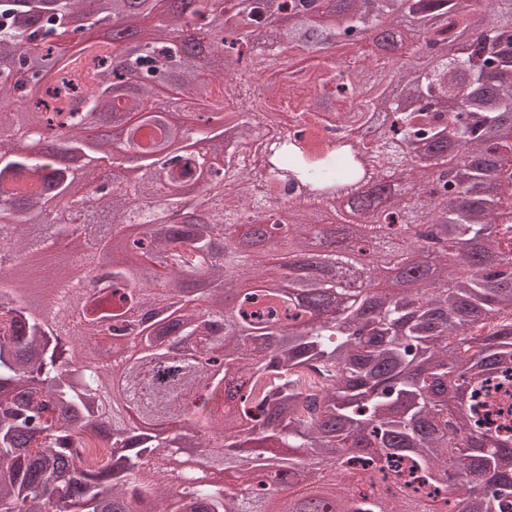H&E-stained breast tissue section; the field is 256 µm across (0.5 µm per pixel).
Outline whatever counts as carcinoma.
I'll return each mask as SVG.
<instances>
[{"label":"carcinoma","instance_id":"carcinoma-1","mask_svg":"<svg viewBox=\"0 0 512 512\" xmlns=\"http://www.w3.org/2000/svg\"><path fill=\"white\" fill-rule=\"evenodd\" d=\"M275 0H0V62L56 71L42 95H18L0 70V142L31 136L26 114L45 135L69 130V149L107 170L108 143L97 123L130 129L141 164L159 179L139 176L99 195L101 222L55 224L31 237L26 224L49 220L45 192L56 189L71 209L84 202L75 179L42 155L0 156V216L15 224L0 238V270L61 239L76 251L80 274L49 281L45 304L32 305L22 285L0 284V512H501L512 498V436L480 424L475 398L490 380L512 373V266L494 265L498 241L489 233L512 206L496 194L506 165L497 139L512 115V3L506 0H285L302 11L282 37L298 46L300 68L255 62L239 47L265 41ZM73 15L92 17L86 38L69 47L60 36ZM121 16V37L141 43L126 64L114 63L99 26ZM385 24L390 45L369 42L348 62L354 80L395 72L400 96H378L348 111L347 85L336 63L306 55L332 41L345 46ZM188 26L194 49L170 45V31ZM477 34L464 51L461 34ZM424 37L446 59L430 72L411 62ZM230 57L236 67L211 95L207 75ZM263 81L272 97L254 100ZM330 116L347 124L364 111L393 114L387 165L401 166L399 144L422 150L423 165L408 187L381 189L369 207L389 225L421 219L444 227L448 243L464 245L471 270L445 289L454 257L429 255L414 287L384 299L366 292L354 261L335 241L322 255L324 275L297 281L288 254L319 237L320 218L336 209V188L361 194L357 169L319 140ZM86 101L89 112L70 109ZM295 103L304 133L283 145L273 164L321 190L303 204L305 219L287 224L271 199L281 184H255L246 148L279 141L272 122ZM237 131L224 139V127ZM214 143L215 168L201 169L196 144ZM464 151L468 163L436 194L424 191L427 170L448 166ZM234 224L250 245L224 243ZM361 225L384 263L416 271L410 227L383 234ZM107 260L102 280L84 268ZM237 276L225 279V271ZM237 296L225 321L224 295ZM148 309L144 321L137 313ZM122 340L113 357L80 356L103 329ZM105 449L90 464L86 437ZM347 448L342 459L336 453ZM409 471L424 487L395 483L376 507L351 496L345 477L378 480ZM483 477L471 493L469 478ZM290 480L285 498L267 483Z\"/></svg>","mask_w":512,"mask_h":512}]
</instances>
